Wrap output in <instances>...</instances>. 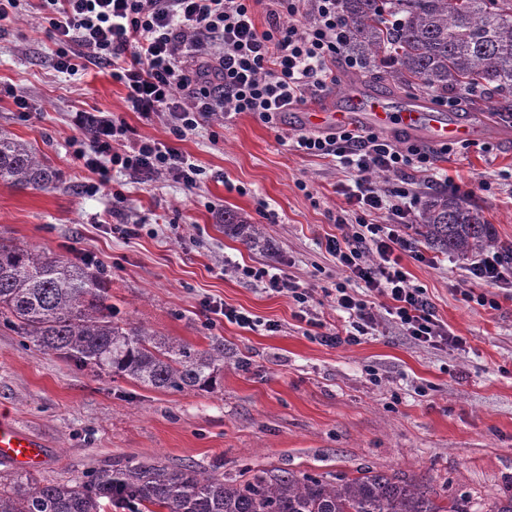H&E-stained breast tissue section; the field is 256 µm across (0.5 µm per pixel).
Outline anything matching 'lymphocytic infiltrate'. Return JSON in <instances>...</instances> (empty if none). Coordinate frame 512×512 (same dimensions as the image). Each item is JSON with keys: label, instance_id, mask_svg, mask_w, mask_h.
<instances>
[{"label": "lymphocytic infiltrate", "instance_id": "f902f5d3", "mask_svg": "<svg viewBox=\"0 0 512 512\" xmlns=\"http://www.w3.org/2000/svg\"><path fill=\"white\" fill-rule=\"evenodd\" d=\"M264 6L268 26L258 30L254 13ZM56 46L53 64L74 74L90 64L112 68L114 82L124 86L129 110L141 118H164L172 142L143 139L130 150L117 151L127 138L124 119L108 112H80L78 127L88 140H74L75 156L98 176L95 190L107 189L112 171L148 181L168 176L189 189L203 170L176 146L211 116L249 112L277 124L283 112L306 96L336 81L337 65L352 68L349 36L338 0H39ZM292 151L332 159L354 175L347 189L350 204L361 212L356 223L335 222L343 233L328 237L326 253L346 275L336 287V303L348 313L343 331L323 335L336 346L360 343L376 323L370 300L354 291L387 301L385 310L416 343L434 349L461 347V337L448 333L426 292L414 285L400 263L412 250L409 229L415 175L433 177L436 155L415 144L398 146L378 133L356 127L326 136L298 134ZM384 174L387 185L371 179ZM476 291L464 297L488 306L489 288H512V259L492 252L467 266Z\"/></svg>", "mask_w": 512, "mask_h": 512}]
</instances>
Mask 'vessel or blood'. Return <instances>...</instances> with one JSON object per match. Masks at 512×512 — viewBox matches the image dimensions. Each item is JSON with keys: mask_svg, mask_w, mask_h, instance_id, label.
<instances>
[{"mask_svg": "<svg viewBox=\"0 0 512 512\" xmlns=\"http://www.w3.org/2000/svg\"><path fill=\"white\" fill-rule=\"evenodd\" d=\"M302 114L309 129L333 130L355 120L383 133L422 137L435 144L473 141L481 134L476 125L448 117L445 111L421 99L395 107L376 94L357 95L349 106L334 109L312 105L303 108ZM48 461L46 445L40 437L23 431L13 420L0 417V462L31 472L42 469Z\"/></svg>", "mask_w": 512, "mask_h": 512, "instance_id": "obj_1", "label": "vessel or blood"}]
</instances>
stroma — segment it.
Masks as SVG:
<instances>
[{
    "instance_id": "obj_1",
    "label": "stroma",
    "mask_w": 512,
    "mask_h": 512,
    "mask_svg": "<svg viewBox=\"0 0 512 512\" xmlns=\"http://www.w3.org/2000/svg\"><path fill=\"white\" fill-rule=\"evenodd\" d=\"M54 50L36 9L0 21V86L31 104L24 121L0 95V128L60 173L44 191L0 184V239L91 261L112 280L120 320L200 349L223 338L224 374L209 392L158 390L78 368L0 327V414L47 444L36 480L63 483L133 459L228 477L247 469L353 477L367 467L421 479L439 502L461 497L472 512L512 495V290L499 291L495 310L464 301L466 261L434 249L433 264H402L463 349L418 346L382 309L361 343L322 344L321 333L348 319L336 304L343 275L322 242L336 234L337 214L352 221L359 211L341 192L353 176L282 145L302 131L298 111L274 129L248 112L218 114L188 134L178 147L204 171L195 189L116 171L110 190L94 193L96 174L70 146L76 113H114L138 139L170 135L162 121L128 110L110 67L63 74ZM452 114L476 118L482 139L455 145L435 183L420 176L413 189L421 200L439 191L469 200L511 246L512 94L478 109L465 96ZM116 189L126 197L119 216ZM228 211L246 214L260 241L226 236ZM245 266L279 269L311 289L318 326L300 321L288 295L243 278ZM207 301L258 325L210 314Z\"/></svg>"
}]
</instances>
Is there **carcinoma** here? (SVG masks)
<instances>
[{"mask_svg":"<svg viewBox=\"0 0 512 512\" xmlns=\"http://www.w3.org/2000/svg\"><path fill=\"white\" fill-rule=\"evenodd\" d=\"M349 51L397 89L430 94L512 91V0H339ZM59 173L29 143L0 128V182L47 190ZM224 232L256 239L241 214ZM416 233L458 258L490 248L512 253L467 200L434 193ZM81 369L174 392L214 389L224 340L200 350L115 320L106 281L80 259L0 241V326ZM471 512L436 502L414 479L361 470L328 477L277 469L212 476L192 466L114 461L67 483L0 475V512Z\"/></svg>","mask_w":512,"mask_h":512,"instance_id":"cac0c4a2","label":"carcinoma"}]
</instances>
